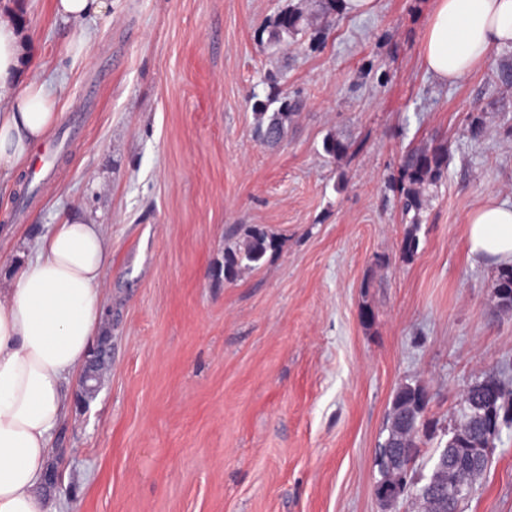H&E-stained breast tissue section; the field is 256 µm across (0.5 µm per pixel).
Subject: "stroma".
<instances>
[{
  "label": "stroma",
  "instance_id": "35a3bbf8",
  "mask_svg": "<svg viewBox=\"0 0 512 512\" xmlns=\"http://www.w3.org/2000/svg\"><path fill=\"white\" fill-rule=\"evenodd\" d=\"M17 2L23 75L53 81L67 144L41 189L28 170L0 188V271L72 215L112 240V362L95 393L70 385L56 512H382L375 459L407 383L431 397L430 475L463 389L512 375V312L465 244L475 206L512 202L504 49L439 84L434 0L340 2L284 54L271 18L318 19L323 0H104L83 34L51 0ZM284 90L304 106L261 143L252 105ZM330 136L349 153L329 157ZM413 147L448 150L417 215L395 182ZM255 226L277 250L225 280V241ZM464 510L512 512V429Z\"/></svg>",
  "mask_w": 512,
  "mask_h": 512
}]
</instances>
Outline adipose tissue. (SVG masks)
I'll list each match as a JSON object with an SVG mask.
<instances>
[{
  "label": "adipose tissue",
  "mask_w": 512,
  "mask_h": 512,
  "mask_svg": "<svg viewBox=\"0 0 512 512\" xmlns=\"http://www.w3.org/2000/svg\"><path fill=\"white\" fill-rule=\"evenodd\" d=\"M512 43V0H435L423 64L438 82L468 77ZM23 38L0 11V184L26 165L32 146L55 126L47 82L21 81ZM469 259L512 266V203L486 201L466 227ZM112 242L102 225L69 219L24 244L0 278V512H54L43 495L54 430L68 402L65 383L105 335L103 291Z\"/></svg>",
  "instance_id": "1"
}]
</instances>
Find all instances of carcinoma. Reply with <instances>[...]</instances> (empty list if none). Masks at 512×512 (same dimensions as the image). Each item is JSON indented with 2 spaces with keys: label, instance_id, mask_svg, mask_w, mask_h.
Here are the masks:
<instances>
[{
  "label": "carcinoma",
  "instance_id": "cac0c4a2",
  "mask_svg": "<svg viewBox=\"0 0 512 512\" xmlns=\"http://www.w3.org/2000/svg\"><path fill=\"white\" fill-rule=\"evenodd\" d=\"M302 12L285 8L271 25L270 41L286 42L303 30ZM278 107L269 111L271 104ZM303 101L280 93L255 103L256 132L266 142L279 140L288 122L302 109ZM448 152L442 148L410 149L400 164L403 209L420 213L426 189L440 182L447 170ZM277 247L274 234L251 228L245 237L224 248V280L236 277L243 266H257L267 252ZM491 288L502 309L512 311V266L497 271ZM430 398L424 387L405 384L393 398L388 418V436L380 444L377 466L380 478L375 495L381 504L407 498L418 500L424 512H462L474 491L473 482L487 468L491 445L503 426L512 425V389L497 375H488L468 385L460 396V421L439 453L429 482L414 477L413 466L425 444V414Z\"/></svg>",
  "mask_w": 512,
  "mask_h": 512
}]
</instances>
